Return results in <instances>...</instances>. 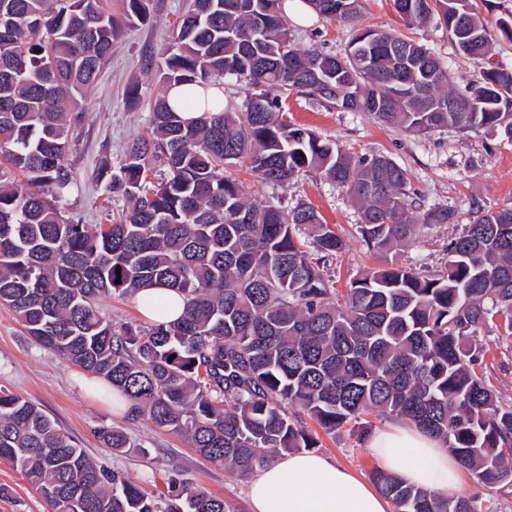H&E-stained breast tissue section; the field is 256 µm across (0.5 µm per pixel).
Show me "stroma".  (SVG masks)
Masks as SVG:
<instances>
[{"instance_id": "1", "label": "stroma", "mask_w": 512, "mask_h": 512, "mask_svg": "<svg viewBox=\"0 0 512 512\" xmlns=\"http://www.w3.org/2000/svg\"><path fill=\"white\" fill-rule=\"evenodd\" d=\"M186 5L187 0H151L152 23L125 31L102 77L79 102L83 119L65 159L77 181L64 204L83 223H107L123 207L122 202L108 200L95 174L103 166H119L129 142L144 133L162 88L155 63L170 45ZM359 24L402 33L436 53L452 73L456 89H464L477 70L476 62L461 55L440 27L405 26L392 0H362ZM291 30L295 45L322 53L343 54L350 39L349 28L320 16L306 26L292 25ZM135 81L141 85V98L134 105L126 90ZM288 109L292 124L315 131L352 155L382 154L404 168L413 203L454 213L452 223L420 233L388 256H375L356 238L359 210L346 194L314 175L274 187L256 178L246 163H239L234 174L245 183L252 202L288 207L299 199L308 201L343 239L345 247L331 266L338 291H345L363 268L389 261L422 271L440 269L448 259L449 240L477 211L512 205V143L493 133L463 134L445 128L427 136L412 135L379 125L369 113L329 110L298 94L290 95ZM481 336L485 358L479 372L500 402L512 405V333L504 320L497 319L482 329ZM86 378L83 370L33 343L14 313L0 306V389L31 400L99 464L122 470L151 496L167 497L173 481L179 480L223 497L232 512H251L248 478L207 462L184 438L148 418L127 419L124 410L88 391ZM363 423L362 434L346 429L328 433L309 418L301 420L318 441L317 454L369 482L381 464L371 455L367 436L391 428L393 422L372 411ZM103 426L123 428L130 450L117 452L104 446L97 437ZM0 485L10 489L9 495L0 497V512H47L45 500L4 460H0Z\"/></svg>"}]
</instances>
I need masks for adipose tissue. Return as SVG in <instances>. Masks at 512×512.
Listing matches in <instances>:
<instances>
[{
	"mask_svg": "<svg viewBox=\"0 0 512 512\" xmlns=\"http://www.w3.org/2000/svg\"><path fill=\"white\" fill-rule=\"evenodd\" d=\"M153 322L177 319L184 308L176 291L151 286L136 295ZM369 448L386 470L436 491L458 494L463 468L442 443L410 426L373 433ZM251 512H387L384 497L370 483L317 454H294L262 469L248 488Z\"/></svg>",
	"mask_w": 512,
	"mask_h": 512,
	"instance_id": "obj_1",
	"label": "adipose tissue"
}]
</instances>
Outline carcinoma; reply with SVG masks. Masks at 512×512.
<instances>
[{
    "label": "carcinoma",
    "instance_id": "carcinoma-1",
    "mask_svg": "<svg viewBox=\"0 0 512 512\" xmlns=\"http://www.w3.org/2000/svg\"><path fill=\"white\" fill-rule=\"evenodd\" d=\"M304 2L351 28L343 54L294 45L286 0H189L160 81L206 89L233 79L247 91L242 107L190 93L186 102L205 112L187 121L160 95L147 135L96 175L127 207L89 225L63 205L80 98L124 29L150 20V0H121L118 16L110 0H0V304L38 345L103 382L104 396L118 391L128 417H148L239 476L268 466L274 451L316 445L291 405L328 432L376 410L438 437L475 482L512 489V406L477 373L481 329L502 317L512 330V206L477 212L448 241L440 269H364L338 297L329 274L343 249L336 231L307 202H251L229 173L245 160L271 185L320 174L359 203L367 250L386 254L454 213L413 206L407 173L391 159L354 157L294 127L288 96L416 135L490 129L512 142V67L492 62L474 0L412 10L393 0L407 25L434 20L479 61L467 95L428 49L355 27L359 0ZM13 171L27 188L11 182ZM151 285L183 296L179 319L140 329L99 314L100 298ZM99 436L116 451L130 447L115 427ZM0 459L50 512H230L202 490L145 495L3 390ZM373 479L393 512H491L397 473Z\"/></svg>",
    "mask_w": 512,
    "mask_h": 512
}]
</instances>
